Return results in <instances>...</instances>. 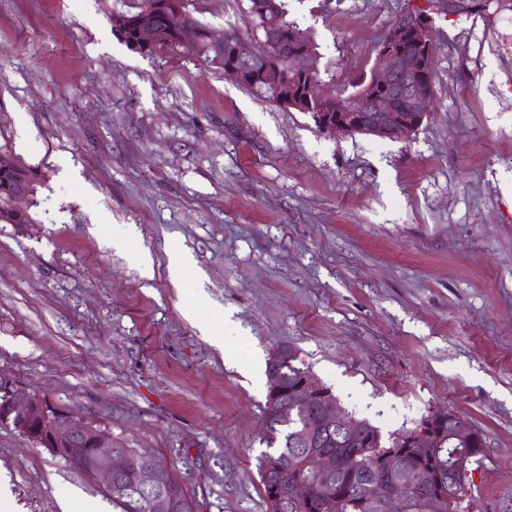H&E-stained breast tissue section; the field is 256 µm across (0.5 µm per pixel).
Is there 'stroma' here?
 <instances>
[{"label": "stroma", "mask_w": 512, "mask_h": 512, "mask_svg": "<svg viewBox=\"0 0 512 512\" xmlns=\"http://www.w3.org/2000/svg\"><path fill=\"white\" fill-rule=\"evenodd\" d=\"M136 2L0 0V143L40 175L35 230L0 223V375L163 453L192 512H268L253 372L286 342L382 434L464 414L465 512H512V0H287L331 91L429 11L431 114L397 140L323 133L192 48L131 51L110 18ZM243 3L192 7L247 38ZM0 489L119 512L1 425Z\"/></svg>", "instance_id": "1"}]
</instances>
